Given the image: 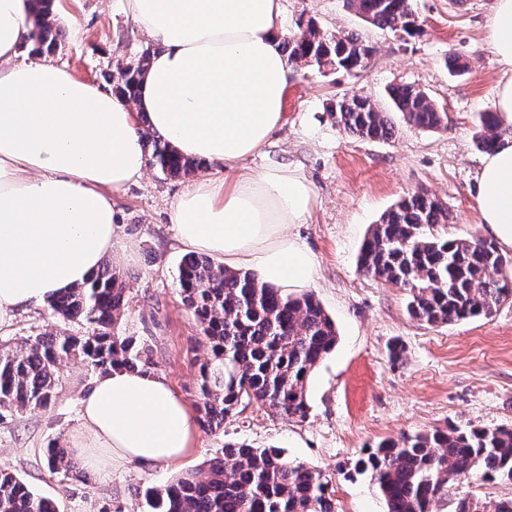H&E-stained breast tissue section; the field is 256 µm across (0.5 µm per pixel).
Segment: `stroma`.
Wrapping results in <instances>:
<instances>
[{
    "instance_id": "1",
    "label": "stroma",
    "mask_w": 512,
    "mask_h": 512,
    "mask_svg": "<svg viewBox=\"0 0 512 512\" xmlns=\"http://www.w3.org/2000/svg\"><path fill=\"white\" fill-rule=\"evenodd\" d=\"M421 26L404 39L365 23L343 0H284L285 31L315 20L327 33L354 31L374 47L366 67L354 73L296 67L288 85L284 124L260 153L227 169L215 164L170 179L155 167L112 195L119 238L135 252L113 261L126 275L128 307L123 335L153 349L158 372L186 402L195 400L196 360L208 348L177 282L185 251L168 221L178 197L204 176L287 165L310 181L314 203L305 223L294 225L315 255L312 289L339 332L335 350L308 382L309 417L297 422L243 407L223 431H196L184 458L142 468L134 464L101 472L88 453H75L84 470L78 482L49 472L46 450L71 448L80 424L81 400L93 381L77 361L64 367L50 410H0V467L12 470L58 512H145L141 491L167 484L199 468L226 440L277 448L292 461L321 471L331 482L336 512H387L368 476L353 472L364 448L383 440L456 426L512 427V299L490 318L430 326L412 320L400 289L358 269L360 246L380 215L407 194L425 191L448 208L452 237L482 233L475 173L483 157L473 144L478 117L494 108L502 70L487 45L493 0H411ZM78 36L64 37L54 53L74 77L105 86L117 67L136 64L148 45L122 0H60ZM462 64L448 68L449 57ZM409 84L426 92L448 116L445 127L420 130L395 112L387 89ZM346 94L370 97L396 126L392 139H362L337 126L329 107ZM63 323L47 305H34L0 324V342L55 332Z\"/></svg>"
}]
</instances>
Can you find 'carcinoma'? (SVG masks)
<instances>
[{
  "label": "carcinoma",
  "instance_id": "obj_1",
  "mask_svg": "<svg viewBox=\"0 0 512 512\" xmlns=\"http://www.w3.org/2000/svg\"><path fill=\"white\" fill-rule=\"evenodd\" d=\"M35 21L31 52L53 54L62 29L53 22L55 0H30ZM363 21L413 37L410 0H344ZM289 58L309 57L318 69L346 72L362 68L374 48L354 33L326 34L313 20L297 23L285 36ZM151 49L135 66L119 67L112 90L134 99ZM388 96L405 123L439 130L447 113L411 85H394ZM347 133L390 139L395 126L375 102L346 96L330 108ZM496 113L483 112L474 145L492 151L500 139ZM152 164L179 177L200 163L169 141L144 129ZM448 208L426 192H416L387 210L372 225L358 256L359 268L385 285L406 291L409 316L431 326L488 318L512 296V257L480 236L448 238L438 228ZM179 291L195 317L210 355L198 363V421L202 429L224 430V420L247 402L274 414L303 421L309 416L308 380L336 347L334 320L311 293L285 295L261 283L251 271L227 269L207 256L188 254L178 268ZM127 300L122 277L104 266L83 285L48 301L53 316L78 330L38 334L16 351H0V408L49 409L58 397L60 368L80 361L101 375L114 367L154 371L150 346L119 334ZM47 465L67 480L82 472L63 448L47 449ZM369 475L387 512H432V506L473 473L512 481V428L450 426L380 442L365 449L353 467ZM147 512H336L329 480L276 448L226 442L202 467L148 490ZM0 512H57L14 473L0 469Z\"/></svg>",
  "mask_w": 512,
  "mask_h": 512
}]
</instances>
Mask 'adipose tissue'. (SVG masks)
<instances>
[{"label": "adipose tissue", "mask_w": 512, "mask_h": 512, "mask_svg": "<svg viewBox=\"0 0 512 512\" xmlns=\"http://www.w3.org/2000/svg\"><path fill=\"white\" fill-rule=\"evenodd\" d=\"M156 50L135 100L78 80L33 45L29 0H0V322L84 284L133 247L120 244L112 194L141 177L139 117L184 155L234 166L259 153L284 124L295 65L284 52L282 0H125ZM488 42L503 68L494 107L512 127V0H495ZM479 222L512 251V137L475 175ZM314 199L287 166L204 177L169 211L179 243L259 281L300 292L317 262L299 237ZM196 424L164 376L115 368L84 394L74 447L98 465L177 462Z\"/></svg>", "instance_id": "ef3b65f1"}]
</instances>
